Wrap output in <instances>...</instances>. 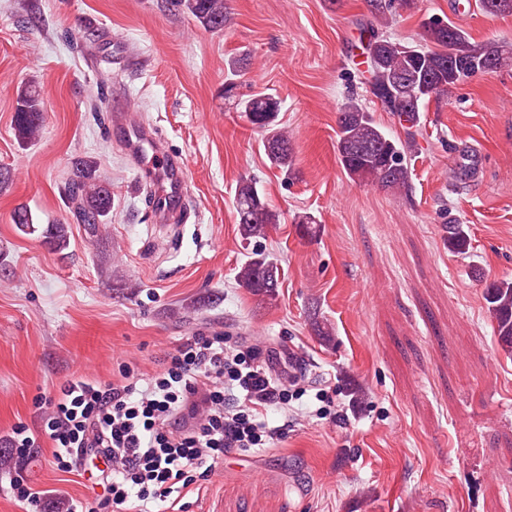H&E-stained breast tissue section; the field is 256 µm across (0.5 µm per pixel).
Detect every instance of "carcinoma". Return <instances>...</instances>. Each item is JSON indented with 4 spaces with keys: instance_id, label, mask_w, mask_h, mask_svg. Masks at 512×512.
Instances as JSON below:
<instances>
[{
    "instance_id": "1",
    "label": "carcinoma",
    "mask_w": 512,
    "mask_h": 512,
    "mask_svg": "<svg viewBox=\"0 0 512 512\" xmlns=\"http://www.w3.org/2000/svg\"><path fill=\"white\" fill-rule=\"evenodd\" d=\"M171 5L194 17L204 28L220 32L229 14L227 0H170ZM479 9L488 15H512V0H478ZM424 44L407 46L387 39L367 41L364 55L369 90L381 108L396 115L413 129L420 112L433 100L447 96L461 82L480 73L512 65V47L492 40L473 42L464 30L439 17L423 23ZM236 107L257 128L269 131L264 147L275 167L290 171L293 152L288 136L275 130L279 102L267 94L255 93L238 99ZM43 123L42 100L30 86L20 90L15 109L18 136L34 140ZM336 151L340 165L353 181L370 182L390 193H400L411 184L407 161L408 145L388 134L356 99L349 98L337 116ZM73 178L64 187L67 197L77 202V215L84 224L95 225L112 208L109 186L96 177L93 161L79 158L73 162ZM248 203L251 209L238 213L242 239L263 238L278 215L251 179L241 181L235 204ZM44 238L57 250L68 245L65 224H49ZM469 246L468 234L461 224L448 225V248L463 251ZM274 266L262 253L243 263L237 271L239 284L260 294L261 270ZM484 299L493 320L494 333L505 354L512 357V282L495 281L486 285Z\"/></svg>"
}]
</instances>
